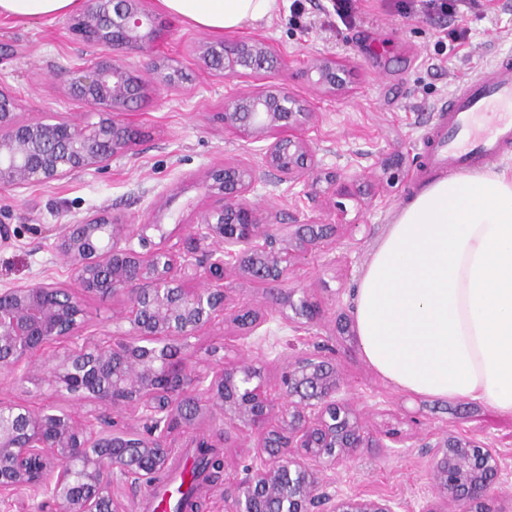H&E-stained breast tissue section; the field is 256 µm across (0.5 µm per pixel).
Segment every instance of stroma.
Returning a JSON list of instances; mask_svg holds the SVG:
<instances>
[{"label": "stroma", "mask_w": 512, "mask_h": 512, "mask_svg": "<svg viewBox=\"0 0 512 512\" xmlns=\"http://www.w3.org/2000/svg\"><path fill=\"white\" fill-rule=\"evenodd\" d=\"M330 0H315L301 17H294L290 0H282L272 19L224 32V40L259 38L272 49L279 67L259 76L262 84L288 88L313 112L305 135L317 150L316 170L343 176L362 173L355 196L345 199L347 224L336 233L328 257L310 258L292 281L309 286L329 311L352 307L361 269L396 209L424 186L423 141L435 107L464 80L476 75L500 53L512 52V0H478L466 10L464 43L449 50L446 34L454 26L448 16L427 12L422 0H355L348 23L325 20ZM77 14L40 22L0 20V44L13 45L14 58L0 62V87L19 101L25 118L67 117L78 125L98 119L96 108L66 97L70 70L111 55L110 47L87 44L73 32ZM170 28L153 55H135L127 63L147 71L152 59L182 69L184 83L157 87L137 108L125 112V123L140 132L127 153L114 156L104 169L91 168L60 180L22 188L0 186V224L12 237L0 243V290L44 278L74 285L75 274L54 248L57 229L89 214L107 211L129 223L152 222L164 231L196 221L215 200L202 187L208 169L228 158L259 161L260 146L236 136L214 120L217 112L245 88L234 77L212 74L200 60V47L215 34L170 17ZM330 56L348 70L344 86L333 94L317 91L308 75L311 59ZM401 162L400 179L387 183L382 164ZM305 184L278 182L258 172L249 194L262 211L276 214L278 223H294L314 208ZM331 254V255H332ZM83 335L105 340L112 318L123 307L119 297L84 298ZM266 336L240 348L233 325L216 320L203 328L187 351L190 363L205 368L215 358L248 357L261 367L267 384H275L279 355L322 345L332 348L348 383V396L371 424L416 434L418 439L445 431L488 438L512 466V414L471 399L440 400L403 392L378 375L352 336L323 334L299 339L279 319L266 326ZM422 448H366L360 457L329 472V489L343 494L392 498L402 512H419L428 493ZM251 462L246 448L224 455V478L207 490L206 512H224V488L245 475Z\"/></svg>", "instance_id": "35a3bbf8"}]
</instances>
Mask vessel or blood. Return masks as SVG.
<instances>
[{
    "instance_id": "b4317fda",
    "label": "vessel or blood",
    "mask_w": 512,
    "mask_h": 512,
    "mask_svg": "<svg viewBox=\"0 0 512 512\" xmlns=\"http://www.w3.org/2000/svg\"><path fill=\"white\" fill-rule=\"evenodd\" d=\"M512 143V55L462 83L436 113L426 170L471 171Z\"/></svg>"
}]
</instances>
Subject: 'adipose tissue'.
<instances>
[{
  "label": "adipose tissue",
  "instance_id": "ef3b65f1",
  "mask_svg": "<svg viewBox=\"0 0 512 512\" xmlns=\"http://www.w3.org/2000/svg\"><path fill=\"white\" fill-rule=\"evenodd\" d=\"M214 33L272 18L279 0H158ZM83 0H0V18L39 21ZM353 316L367 363L399 390L512 413V170L426 184L375 243Z\"/></svg>",
  "mask_w": 512,
  "mask_h": 512
}]
</instances>
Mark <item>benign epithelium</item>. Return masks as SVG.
<instances>
[{
    "label": "benign epithelium",
    "instance_id": "benign-epithelium-1",
    "mask_svg": "<svg viewBox=\"0 0 512 512\" xmlns=\"http://www.w3.org/2000/svg\"><path fill=\"white\" fill-rule=\"evenodd\" d=\"M74 31L86 43L112 48V56L74 70L67 84V96L95 105L99 121L85 129L67 119L26 120L18 99L0 89V185L22 187L103 169L140 136L116 119L149 95L148 80L125 57L147 54L166 22L142 0H89ZM203 59L215 73L246 78L271 70L275 56L263 40L251 39L209 44ZM308 74L325 92L345 83L344 66L330 57L314 58ZM151 75L167 86L180 81L179 69L157 60ZM220 117L224 129L265 143L261 165L230 158L208 173L205 188L221 195L222 204L202 214L196 227L178 225L185 246L171 242L159 224H129L97 212L62 225L56 237L77 289L34 278L0 290V372L23 364L26 379L39 390L47 385L72 401L147 422L144 434L107 417L96 429L50 402L31 409L1 399L0 499L29 500L46 492L51 512H127L116 484L130 480L149 488L153 473L168 466L172 433L180 428L191 435L192 448L252 444L256 463L224 489L225 512L400 509L389 498L328 491L325 473L356 459L361 449L413 442L411 435L373 431L348 399L335 359L320 351L290 358L274 398L245 357L216 361L201 372L183 355L189 339L232 310L236 280L263 285L272 296L271 309L247 312L239 338L254 335L271 310L293 332L320 335L323 304L311 289L287 283L304 260L327 250L343 225L340 216L324 224L314 211L299 224H277L248 200L260 167L281 182L312 180L316 155L304 135L312 113L299 99L277 85H249ZM324 180L334 197L352 195L356 185L333 172ZM200 271L207 284H183ZM97 295L125 298L118 331L105 343L82 337L81 297ZM79 338L82 344L43 358L50 345ZM218 421L224 431L216 439L211 429ZM422 447L433 452L420 512H495L491 503L512 481V471L494 446L445 432Z\"/></svg>",
    "mask_w": 512,
    "mask_h": 512
}]
</instances>
